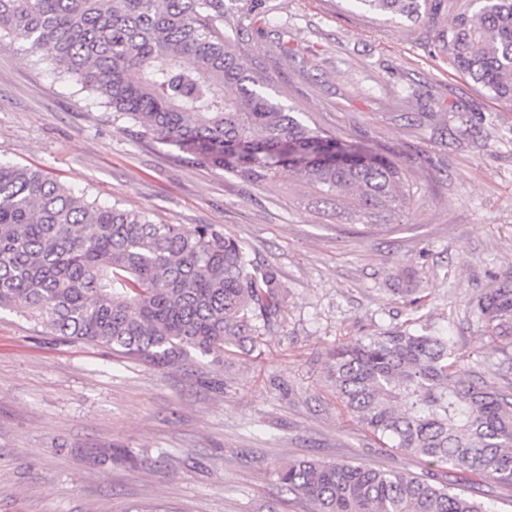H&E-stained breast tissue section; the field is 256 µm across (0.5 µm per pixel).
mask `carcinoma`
I'll return each instance as SVG.
<instances>
[{
	"label": "carcinoma",
	"mask_w": 512,
	"mask_h": 512,
	"mask_svg": "<svg viewBox=\"0 0 512 512\" xmlns=\"http://www.w3.org/2000/svg\"><path fill=\"white\" fill-rule=\"evenodd\" d=\"M364 15L434 24L448 68L512 107V0H344ZM224 0H0V35L98 96L112 122L193 154L262 190L284 170L335 206L338 222L379 227L415 197L398 157L345 149L292 111L224 32ZM276 269L211 224L187 233L149 214L98 206L42 171L0 162V309L58 336L94 342L157 367L190 351L218 358L257 348L280 314ZM485 334L512 376V283L480 294ZM446 336L399 327L336 347L329 378L344 407L425 474L349 461L297 460L282 491L313 512H492L431 482L448 468L512 487V394L455 376Z\"/></svg>",
	"instance_id": "1"
}]
</instances>
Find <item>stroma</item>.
Listing matches in <instances>:
<instances>
[{"label": "stroma", "mask_w": 512, "mask_h": 512, "mask_svg": "<svg viewBox=\"0 0 512 512\" xmlns=\"http://www.w3.org/2000/svg\"><path fill=\"white\" fill-rule=\"evenodd\" d=\"M232 36L286 105L399 155L420 191L392 226L338 223L289 174L272 194L119 129L95 96L1 39L0 161L161 224L224 229L276 268L282 303L258 352L165 368L1 309L0 512H308L277 489L279 466L424 471L341 405L337 345L410 323L453 340L459 378L494 375L500 352L473 300L512 280V109L453 73L431 28L336 0H265Z\"/></svg>", "instance_id": "1"}]
</instances>
